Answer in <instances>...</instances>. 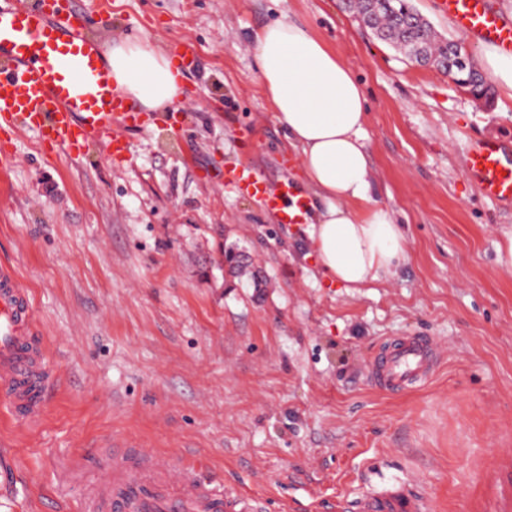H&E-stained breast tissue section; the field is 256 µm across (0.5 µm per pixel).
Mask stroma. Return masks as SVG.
Instances as JSON below:
<instances>
[{
    "label": "stroma",
    "mask_w": 512,
    "mask_h": 512,
    "mask_svg": "<svg viewBox=\"0 0 512 512\" xmlns=\"http://www.w3.org/2000/svg\"><path fill=\"white\" fill-rule=\"evenodd\" d=\"M79 2L107 10L103 43L190 42L196 98L176 133L149 113L118 158L53 160L37 132L0 133L15 158L0 176V268L29 292L51 376L39 420L16 426L0 403V512H82L116 440L260 496L263 512L332 491L357 512L405 481L438 512H492L489 475L512 454V271L496 261L512 206L484 196L465 161L475 140L512 145V98L478 101L342 0ZM282 17L361 83L371 193L406 233L389 281L329 283L305 225L224 185L238 163L297 179L250 43ZM410 333L447 349L432 380L401 395L366 381L379 342Z\"/></svg>",
    "instance_id": "1"
}]
</instances>
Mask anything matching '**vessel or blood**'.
<instances>
[{"instance_id":"1","label":"vessel or blood","mask_w":512,"mask_h":512,"mask_svg":"<svg viewBox=\"0 0 512 512\" xmlns=\"http://www.w3.org/2000/svg\"><path fill=\"white\" fill-rule=\"evenodd\" d=\"M464 35L512 51V22L489 0H443ZM99 14L82 11L77 0H0V127L36 131L56 155L97 146L114 156L128 148L127 134L140 114L120 95L100 40L86 28L104 24ZM466 171L483 193L512 204V149L495 139L471 143ZM224 185L260 201L279 223H304L311 201L289 181L269 183L252 166L224 172ZM444 348L420 333L398 336L379 346L367 362V380L398 394L427 384ZM48 380L44 349L36 337L30 296L10 269L0 270V400L26 420L44 410L41 393ZM495 512H512V461H501L494 479ZM86 512H262L254 495L219 490L199 478L196 468L170 469L165 458L142 454L132 463L114 455L109 480L91 488ZM358 512H436L426 494L402 487L369 494Z\"/></svg>"}]
</instances>
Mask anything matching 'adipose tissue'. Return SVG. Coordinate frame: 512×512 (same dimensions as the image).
Returning a JSON list of instances; mask_svg holds the SVG:
<instances>
[{
    "label": "adipose tissue",
    "mask_w": 512,
    "mask_h": 512,
    "mask_svg": "<svg viewBox=\"0 0 512 512\" xmlns=\"http://www.w3.org/2000/svg\"><path fill=\"white\" fill-rule=\"evenodd\" d=\"M251 43L275 118L321 202L309 238L323 272L346 288L394 277L406 258V237L393 211L370 195L368 113L359 81L322 39L292 20L258 27ZM104 59L118 91L145 111H165L183 95L164 49L125 41Z\"/></svg>",
    "instance_id": "ef3b65f1"
}]
</instances>
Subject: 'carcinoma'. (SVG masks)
<instances>
[{
  "mask_svg": "<svg viewBox=\"0 0 512 512\" xmlns=\"http://www.w3.org/2000/svg\"><path fill=\"white\" fill-rule=\"evenodd\" d=\"M376 8L364 6L366 25L380 40L399 48L406 56L448 72L454 56V41L438 36L433 26L417 12L411 0H375ZM466 90L477 99L490 101L491 86L479 75Z\"/></svg>",
  "mask_w": 512,
  "mask_h": 512,
  "instance_id": "carcinoma-1",
  "label": "carcinoma"
}]
</instances>
